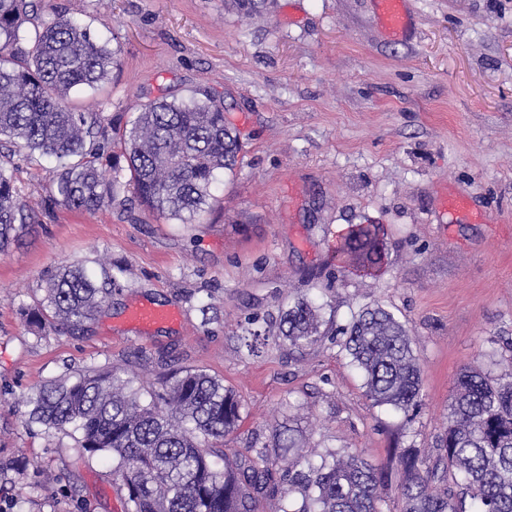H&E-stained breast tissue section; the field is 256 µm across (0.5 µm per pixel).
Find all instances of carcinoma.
I'll use <instances>...</instances> for the list:
<instances>
[{
    "mask_svg": "<svg viewBox=\"0 0 512 512\" xmlns=\"http://www.w3.org/2000/svg\"><path fill=\"white\" fill-rule=\"evenodd\" d=\"M40 2L0 0V137L30 157L55 160L53 202L65 208L89 214L108 208L127 170L133 193L159 215L186 221L202 212L215 173L234 170L243 151L224 105L207 94L152 101L123 130L115 152L107 134L113 120L79 112L69 98L76 88L102 82L117 51L76 20H41ZM21 48L26 63L6 57ZM31 220L13 171L0 161V252ZM333 253L338 272L376 276L385 256L379 225H349ZM102 272L98 284L79 265L58 268L46 281L51 316L25 310L23 318L39 330L83 326L112 293L111 275ZM322 309L295 301L280 316V336L296 350L314 344ZM342 331V350L362 373L372 404L412 421L421 406L422 368L402 324L381 306L366 305ZM454 389L434 460L415 448L390 449L404 475L401 512H512V371L469 366ZM28 404L27 422L70 433L83 455L112 459L127 489L126 512H257L258 496L284 483L299 499L284 502L280 512H381L389 482L386 472L354 454L304 458L296 453L302 431L291 424L275 429L273 444L294 454L288 468L268 463L264 449L257 462L226 457L224 469L216 468L212 457L224 454V438L241 426L242 404L202 369L173 370L144 398L133 380L93 368L41 384Z\"/></svg>",
    "mask_w": 512,
    "mask_h": 512,
    "instance_id": "cac0c4a2",
    "label": "carcinoma"
}]
</instances>
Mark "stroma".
I'll return each mask as SVG.
<instances>
[{
	"label": "stroma",
	"instance_id": "1",
	"mask_svg": "<svg viewBox=\"0 0 512 512\" xmlns=\"http://www.w3.org/2000/svg\"><path fill=\"white\" fill-rule=\"evenodd\" d=\"M118 52L97 88L72 93L82 112L134 119L157 98L219 96L246 153L218 173L205 212L160 216L131 188L96 214L54 205L56 163L10 161L35 217L0 253V501L10 512H126L111 459L25 423L42 383L131 366L159 387L162 364L203 369L232 388L244 421L225 459L270 456L276 423L295 419L302 451L356 454L389 471L384 512H399L402 473L388 451L438 454L453 385L466 366L512 361V0H406L403 37L374 0H45ZM465 196L478 219H450ZM351 224L383 225L377 277L337 273L331 254ZM65 263L112 275L95 320L35 333L21 309L42 307ZM308 297L346 323L377 302L404 325L423 369L413 421L372 406L335 336L300 352L278 337L279 310ZM173 305L177 322L139 330L140 303ZM268 330L249 353V320ZM225 459L216 460L223 467Z\"/></svg>",
	"mask_w": 512,
	"mask_h": 512
}]
</instances>
